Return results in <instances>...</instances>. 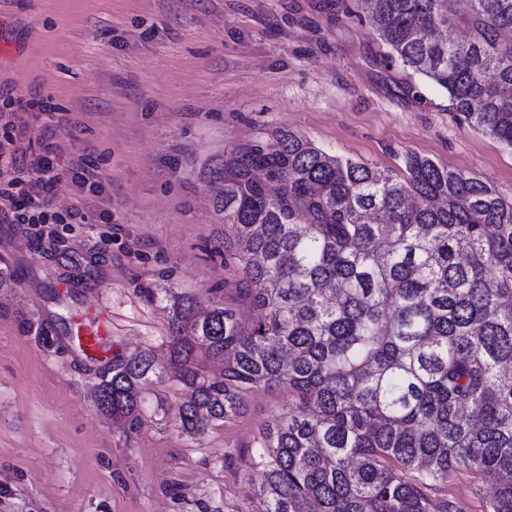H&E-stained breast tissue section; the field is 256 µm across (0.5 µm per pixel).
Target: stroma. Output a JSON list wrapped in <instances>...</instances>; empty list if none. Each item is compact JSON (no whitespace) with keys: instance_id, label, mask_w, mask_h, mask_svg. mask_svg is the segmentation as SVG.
Returning <instances> with one entry per match:
<instances>
[{"instance_id":"1","label":"stroma","mask_w":512,"mask_h":512,"mask_svg":"<svg viewBox=\"0 0 512 512\" xmlns=\"http://www.w3.org/2000/svg\"><path fill=\"white\" fill-rule=\"evenodd\" d=\"M330 0H0V86L51 97L65 155L98 165L108 224L0 223V512H262L252 464L262 424L294 401L247 397L244 416L192 439L189 393L167 375L162 289L231 295L211 171L292 131L405 176L407 154L480 176L512 200V147L460 122L448 95L385 68L370 26ZM420 84L421 98L405 92ZM104 350L78 347L77 325ZM152 351L137 424L101 414L112 359ZM488 476L444 491L489 512Z\"/></svg>"}]
</instances>
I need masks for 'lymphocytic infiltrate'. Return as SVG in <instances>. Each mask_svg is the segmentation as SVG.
<instances>
[{
    "mask_svg": "<svg viewBox=\"0 0 512 512\" xmlns=\"http://www.w3.org/2000/svg\"><path fill=\"white\" fill-rule=\"evenodd\" d=\"M58 110L50 98L33 96L23 100L0 91V222L6 224H108L106 209L70 206L55 210L50 196L62 183L98 194L102 188L99 168L81 156L63 157L57 142ZM38 112L46 117L38 149L25 147L27 125L22 113Z\"/></svg>",
    "mask_w": 512,
    "mask_h": 512,
    "instance_id": "1",
    "label": "lymphocytic infiltrate"
}]
</instances>
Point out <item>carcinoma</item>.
I'll return each mask as SVG.
<instances>
[{"label": "carcinoma", "mask_w": 512, "mask_h": 512, "mask_svg": "<svg viewBox=\"0 0 512 512\" xmlns=\"http://www.w3.org/2000/svg\"><path fill=\"white\" fill-rule=\"evenodd\" d=\"M335 6L374 24L382 63L512 147V0ZM405 168L285 132L213 172L237 274L224 285L261 318L169 297V374L191 389L175 423L200 437L242 416L252 391L288 389L295 404L258 441L264 512H461L433 496L460 468L494 475L490 512H512V201L426 156ZM152 374L150 351L112 360L98 408L134 418Z\"/></svg>", "instance_id": "cac0c4a2"}]
</instances>
